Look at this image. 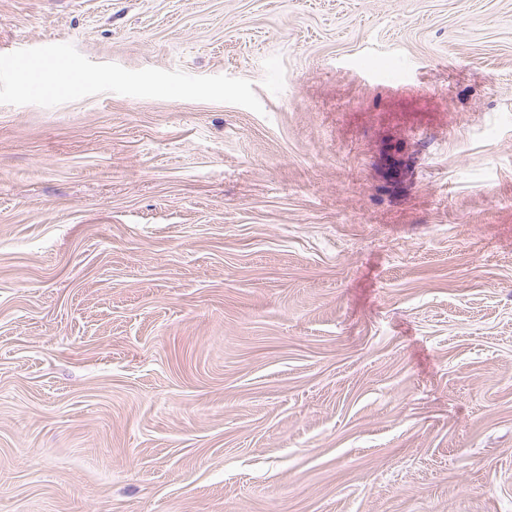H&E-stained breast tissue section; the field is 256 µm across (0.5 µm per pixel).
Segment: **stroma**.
<instances>
[{
  "label": "stroma",
  "instance_id": "stroma-1",
  "mask_svg": "<svg viewBox=\"0 0 512 512\" xmlns=\"http://www.w3.org/2000/svg\"><path fill=\"white\" fill-rule=\"evenodd\" d=\"M0 512H512V0H0Z\"/></svg>",
  "mask_w": 512,
  "mask_h": 512
}]
</instances>
